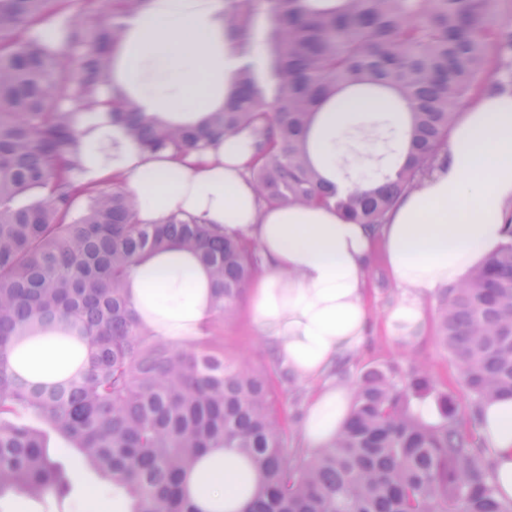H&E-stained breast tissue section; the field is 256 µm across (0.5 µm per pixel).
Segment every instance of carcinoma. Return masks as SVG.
<instances>
[{"instance_id": "cac0c4a2", "label": "carcinoma", "mask_w": 512, "mask_h": 512, "mask_svg": "<svg viewBox=\"0 0 512 512\" xmlns=\"http://www.w3.org/2000/svg\"><path fill=\"white\" fill-rule=\"evenodd\" d=\"M146 0H97L93 18L49 0H0V498H61L72 478L50 438L68 441L122 487L130 512H204L187 480L200 460L234 448L258 473L242 512H512L497 499L488 450L455 414L418 404L422 371L403 382L377 370L354 389L350 416L330 448L305 461L280 448L283 420L267 375L224 360L215 336L185 349L139 319L128 291L146 255L176 247L207 269L212 315L234 312L258 267L253 246L210 224L172 217L139 224L117 182L89 192L76 181L72 111L102 102L148 149L177 152L251 131V175L269 204L334 203L377 227L421 186L448 143L455 108L482 89L512 84V26L490 27V0H233L224 34L241 58L224 110L198 125L140 111L117 89L102 99L127 19ZM272 24L274 93L247 60L261 5ZM55 20L59 43L41 34ZM501 75L490 84L489 73ZM76 82L72 96L63 89ZM348 92L389 93L406 112L404 161L385 172V125L351 128L383 152L371 180L340 192L315 166L309 135L320 106ZM506 241L437 308L439 337L482 405L512 396V219ZM60 343L71 359L43 379L23 359Z\"/></svg>"}]
</instances>
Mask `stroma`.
<instances>
[{
  "label": "stroma",
  "mask_w": 512,
  "mask_h": 512,
  "mask_svg": "<svg viewBox=\"0 0 512 512\" xmlns=\"http://www.w3.org/2000/svg\"><path fill=\"white\" fill-rule=\"evenodd\" d=\"M402 296V291L389 277L381 255L373 254L368 274L369 320L362 344L340 361L337 371L305 383L293 382L279 368L269 345L250 318L247 300L239 301L232 316L209 323L208 333L222 337L225 359L246 360L272 378L277 403L287 418L281 432V448L286 455L307 459L313 456L314 451L305 445L301 422L309 399L329 385L354 386L364 373L371 370H391L402 377L424 370L433 386L423 396L422 406L434 409L437 397L445 393L452 397L459 416L471 414L472 399L459 368L435 335V301H426L427 322L416 337L398 341L389 335L387 315ZM54 448L75 468L76 485L70 498L60 504L49 494L40 500L10 494L0 499V512H90L86 496L93 488L114 506L116 512H127L129 500L122 489L102 479L66 442L56 441Z\"/></svg>",
  "instance_id": "35a3bbf8"
}]
</instances>
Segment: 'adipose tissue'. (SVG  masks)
Masks as SVG:
<instances>
[{
  "label": "adipose tissue",
  "instance_id": "obj_1",
  "mask_svg": "<svg viewBox=\"0 0 512 512\" xmlns=\"http://www.w3.org/2000/svg\"><path fill=\"white\" fill-rule=\"evenodd\" d=\"M225 6V0H151L128 19L109 84L143 111L174 122H196L222 108L234 68ZM458 112L439 164L378 228L329 207L264 204L247 170L255 151L247 131L203 151H149L113 124L107 107L83 108L75 116L77 174L89 188L121 176L139 223L190 216L254 244L262 271L250 288L251 317L272 342L276 361L303 382L323 377L359 347L372 247H380L403 293L387 317L393 337L403 340L423 328L424 300L468 280L504 243L505 219L512 215V85L485 91ZM375 119L369 105L346 95L321 109L310 150L324 177L345 185L339 166L345 133ZM130 282L155 334L180 343L201 335L209 287L191 255L147 258ZM351 399L350 388L335 385L310 401L302 425L308 447H332ZM479 434L492 454L498 496L512 502V397L484 403ZM256 483L255 470L231 448L209 454L189 478L205 512H240Z\"/></svg>",
  "mask_w": 512,
  "mask_h": 512
}]
</instances>
